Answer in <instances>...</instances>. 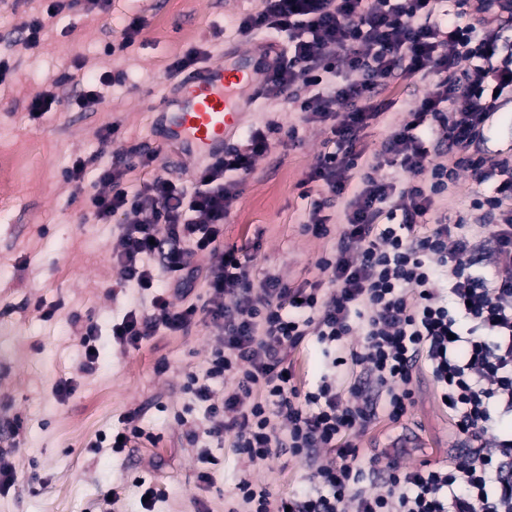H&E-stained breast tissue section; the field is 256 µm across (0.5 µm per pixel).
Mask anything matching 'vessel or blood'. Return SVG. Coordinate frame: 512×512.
Masks as SVG:
<instances>
[{"instance_id":"b4317fda","label":"vessel or blood","mask_w":512,"mask_h":512,"mask_svg":"<svg viewBox=\"0 0 512 512\" xmlns=\"http://www.w3.org/2000/svg\"><path fill=\"white\" fill-rule=\"evenodd\" d=\"M257 66L202 65L159 102L161 145L203 163L223 155L224 142L242 125L244 99L237 88L258 78Z\"/></svg>"}]
</instances>
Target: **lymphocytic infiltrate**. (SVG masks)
Listing matches in <instances>:
<instances>
[{
  "instance_id": "1",
  "label": "lymphocytic infiltrate",
  "mask_w": 512,
  "mask_h": 512,
  "mask_svg": "<svg viewBox=\"0 0 512 512\" xmlns=\"http://www.w3.org/2000/svg\"><path fill=\"white\" fill-rule=\"evenodd\" d=\"M442 2L262 0L236 22L240 35L268 38L267 100L288 102L328 131L303 180L318 190L306 226L336 239L316 281L293 286L269 274L253 282L247 261L221 246L238 179L269 150L278 125L251 131L187 182L156 173L132 183L130 172L158 154L123 144L115 125L101 136L109 162L78 156L66 171L74 192L99 185L95 223L125 216L112 265L152 295L148 310L113 324V339L136 348L157 329L202 324L213 344L183 390L204 410V436L232 435L255 466L285 450L307 469L313 490L288 497L241 480L245 512H512V428L502 425L512 418V163L470 151L512 95V41L503 36L512 0H466V11L448 14ZM420 73L433 91L367 153L361 140L382 115L379 86ZM394 165L404 180L378 178ZM462 172L486 191L476 216L435 217ZM334 200L333 226L325 210ZM481 247L484 272L471 261ZM200 275L208 296L189 300ZM352 336L360 348L342 355ZM310 338L333 371L302 392L287 374L288 354ZM348 364L360 375L344 394L334 371ZM423 371L461 442L450 462L405 467V448L360 460L354 437L379 417L399 422ZM327 448L334 460H324Z\"/></svg>"
}]
</instances>
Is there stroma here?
<instances>
[{"label":"stroma","instance_id":"obj_1","mask_svg":"<svg viewBox=\"0 0 512 512\" xmlns=\"http://www.w3.org/2000/svg\"><path fill=\"white\" fill-rule=\"evenodd\" d=\"M47 6V0H21L17 9L0 8V56L12 69L9 83L0 86V154L26 160L23 178L0 198V426L8 421L18 426L14 435L0 433V448L10 449L19 475L14 487L0 492V512H103L102 493L111 487L120 496L115 512H145L141 491L132 482L136 476L152 479L159 490L155 512H232L236 487L245 478L278 497L294 494L307 471L291 455L253 467L231 441H190L187 432L203 427V412L180 386L184 373L199 368L208 355L211 340L205 328L162 330L136 349L113 341V323L129 310L148 308L149 297L121 284L112 266L122 217L94 223L84 196L73 195L65 180L75 156L110 159L101 134L113 123L129 144L159 150L157 164L170 177L189 180L193 164L160 150L157 141L159 100L182 82L170 75L168 65L204 40L212 59L244 62L251 43L238 36L234 22L258 10L260 0H112L104 13H87L76 5L55 16L47 15ZM29 14L43 15L45 22L41 43L32 51L13 43ZM140 14L148 25L134 43L124 52L106 53V43L120 41L129 18ZM219 29L224 32L220 38L215 35ZM78 60L85 63V75L108 78L92 112L75 105V88L64 78ZM49 84L61 104L32 118L28 104ZM432 88L430 81L416 77L391 84L383 94L389 103L385 114L363 133L367 152L379 149L388 122L406 121L408 108ZM246 95L256 106L230 145H241L252 127L270 121L282 131L238 185L222 245L251 256L254 280L269 273L293 285L316 280V263L334 239L305 230L308 202L300 196L299 183L327 131L304 123L291 106L267 104L261 84ZM289 127L297 129L296 140L286 136ZM49 307L54 315L43 318ZM88 318L100 330V357L89 374L80 369L77 330L78 322ZM162 362L168 368L161 373L157 366ZM288 364L303 390L331 371L342 384L352 379L349 368L331 369L322 346L312 341L292 351ZM69 379L77 383L75 392L59 398L55 385ZM131 411L156 435V444L139 443L123 454L94 447L96 435L120 429ZM401 431L418 435L421 443L406 458L409 466L447 461L449 448L457 443L428 375L420 376L401 427L380 421L355 443L366 457L389 447ZM201 446L210 447L219 460L210 483L197 477Z\"/></svg>","mask_w":512,"mask_h":512}]
</instances>
